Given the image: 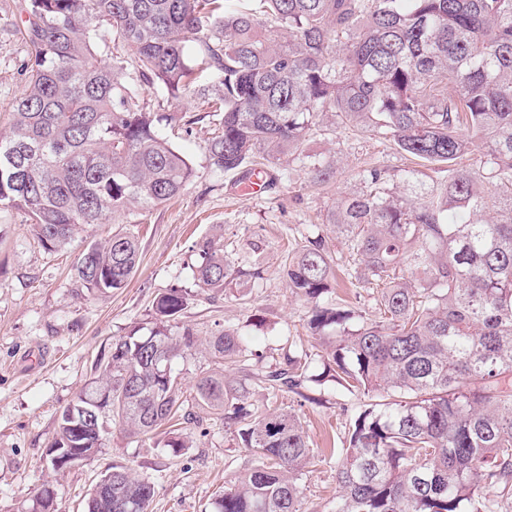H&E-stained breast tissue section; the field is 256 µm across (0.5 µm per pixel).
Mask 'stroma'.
<instances>
[{"label": "stroma", "instance_id": "obj_1", "mask_svg": "<svg viewBox=\"0 0 512 512\" xmlns=\"http://www.w3.org/2000/svg\"><path fill=\"white\" fill-rule=\"evenodd\" d=\"M21 9L22 0H0V133L7 132L11 107L27 91L25 67L32 50L22 34ZM217 89L212 74L200 73L178 103L198 115L199 123L165 130L189 157L195 175L178 199L131 217L141 261L126 288L100 296L75 277L86 244L111 234V224L85 226L67 248L48 252L33 242L23 212L0 211V512H31L45 485L54 491L60 512H85L93 485L115 464L154 484L149 512H212L225 481L255 466L217 415L205 416L199 426L185 424L187 446L176 453L116 429L89 461L60 473L46 462L60 413L91 382L113 339L152 327L158 292L194 287L193 246L213 225L223 228L228 257H250L262 278L237 282L213 300L199 293L182 325L202 337L234 328L252 364L267 371L279 367L290 343L313 354L321 351V341L306 328L307 305L291 295L281 266L302 225L322 224L333 198L358 190L355 173L361 166L373 162L399 170L408 163L391 145L340 126L310 135L301 146L306 154L335 157L338 172L331 188L312 185L298 169L289 181L251 196L238 175L214 172L206 158L207 140L216 129L210 94ZM247 386L255 408L279 406L300 418L318 452L302 479V509L325 512L338 491L333 451L345 443L364 397L330 380L309 384L302 397L274 393L255 380Z\"/></svg>", "mask_w": 512, "mask_h": 512}]
</instances>
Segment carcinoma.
Masks as SVG:
<instances>
[{"mask_svg": "<svg viewBox=\"0 0 512 512\" xmlns=\"http://www.w3.org/2000/svg\"><path fill=\"white\" fill-rule=\"evenodd\" d=\"M34 57L28 92L0 135V209H18L47 252L90 224H116L86 246L75 274L105 294L127 286L140 258L123 218L183 193L194 176L162 124L200 121L154 112L138 85L169 100L199 66L220 83L217 171L250 174L261 154L288 180H336V160L298 149L323 123L351 125L417 161L392 172L360 168L356 194L323 223L342 239L350 279L378 286L377 315L332 298L333 241L304 232L282 273L308 305L319 355L346 390L369 399L338 449L329 512H512V0H24ZM476 166L462 164L473 141ZM194 277L217 298L253 272L230 260L224 234L194 245ZM191 300L182 288L153 302L154 327L112 341L102 375L59 418L52 448L103 447L108 423L141 441L188 420L177 376L160 374L196 351L197 333L171 332ZM213 368L194 401L234 428L260 464L224 483L218 512H302L301 481L317 458L299 417L251 408L225 372L284 393L310 381L312 355L287 367L247 365L233 328L206 338ZM112 493L149 512L152 482L112 467ZM33 512H56L43 489Z\"/></svg>", "mask_w": 512, "mask_h": 512, "instance_id": "obj_1", "label": "carcinoma"}]
</instances>
